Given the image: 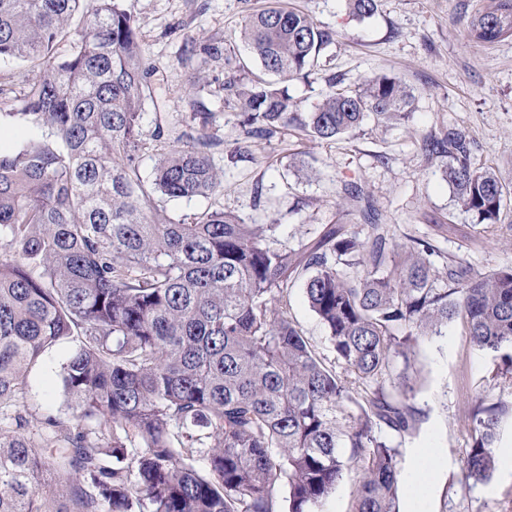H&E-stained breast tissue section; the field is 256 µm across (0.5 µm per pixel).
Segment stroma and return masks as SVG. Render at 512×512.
<instances>
[{
	"label": "stroma",
	"instance_id": "stroma-1",
	"mask_svg": "<svg viewBox=\"0 0 512 512\" xmlns=\"http://www.w3.org/2000/svg\"><path fill=\"white\" fill-rule=\"evenodd\" d=\"M286 2L334 37L320 56L317 79L287 84L301 110H313L330 88L352 91L365 78L388 73L412 93L410 118L392 124L370 118L334 140L295 128L269 140L245 137L224 89V70L241 64L246 78L260 77L239 31L268 0H127L168 111L213 113L221 141L213 159L224 171L223 193L164 202L165 215L189 223L221 207L256 224L277 225L278 239L294 246L324 225L360 223L344 191L354 182L396 242L429 234L443 254L463 257L474 268L512 266V39L481 47L469 42L466 23L483 0H379L377 13L364 21L352 17L343 0ZM203 44L218 46L223 56L200 54ZM449 128L465 136L474 165L491 169L511 190L496 223H475L458 207L445 158L423 148L424 139ZM288 301L304 335L331 357L325 329L301 289L291 288ZM72 351L68 343L49 348L30 373L18 405L32 424L64 409L61 374ZM403 379L415 389L421 422L413 435L393 441L405 484L399 512H415L411 480L431 453L436 466L424 477V512H512L511 467L499 465L486 484L462 476L469 408L498 396L512 401V377L497 375L493 354L475 350L457 321L442 335L421 339L408 359H396L390 380Z\"/></svg>",
	"mask_w": 512,
	"mask_h": 512
}]
</instances>
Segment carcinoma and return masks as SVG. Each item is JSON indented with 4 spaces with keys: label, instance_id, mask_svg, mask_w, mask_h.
<instances>
[{
    "label": "carcinoma",
    "instance_id": "carcinoma-1",
    "mask_svg": "<svg viewBox=\"0 0 512 512\" xmlns=\"http://www.w3.org/2000/svg\"><path fill=\"white\" fill-rule=\"evenodd\" d=\"M346 4L360 20L378 9ZM467 33L477 46L512 38V0H486ZM240 39L278 77L245 84L239 70L224 72L248 138L292 126L327 140L370 116H410L411 93L388 73L301 111L283 84L315 76L333 35L300 11L255 12ZM5 59L42 76L18 98L0 96V119L39 131L0 148V249L15 254L0 261V512H52L40 493L51 473L66 476L63 512H278L281 488L288 512H317L349 460L360 469L354 512H398L397 450L381 429L409 435L420 412L413 387L388 390L384 376L458 319L512 375V267L450 257L442 275L430 239L389 244L356 185L348 195L363 226L328 224L291 248L277 225L222 209L188 224L168 218L161 199L223 192L219 140L212 113L185 125L159 104L126 0H0ZM160 140L168 149L152 154L146 180L144 156ZM426 150L448 158L462 210L495 223L508 190L473 166L465 137L450 130ZM300 280L330 365L289 315ZM63 341L74 345L61 376L69 413L34 429L17 398ZM511 407L498 399L469 411L465 480L493 479Z\"/></svg>",
    "mask_w": 512,
    "mask_h": 512
}]
</instances>
